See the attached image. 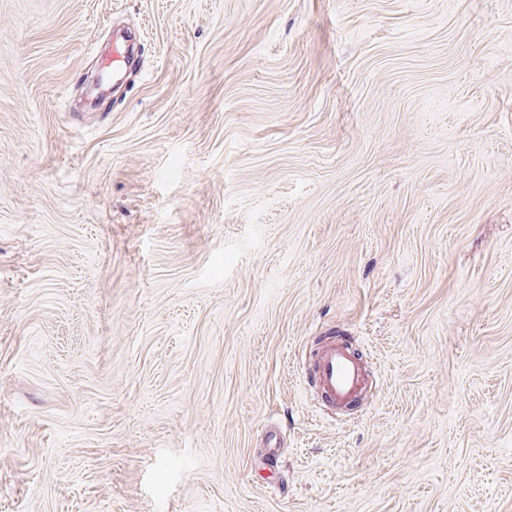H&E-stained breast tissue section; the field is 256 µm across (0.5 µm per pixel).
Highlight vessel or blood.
Segmentation results:
<instances>
[{
	"mask_svg": "<svg viewBox=\"0 0 512 512\" xmlns=\"http://www.w3.org/2000/svg\"><path fill=\"white\" fill-rule=\"evenodd\" d=\"M312 372L327 407L344 411L364 391L368 378L359 353L344 338L323 337L311 353Z\"/></svg>",
	"mask_w": 512,
	"mask_h": 512,
	"instance_id": "obj_1",
	"label": "vessel or blood"
}]
</instances>
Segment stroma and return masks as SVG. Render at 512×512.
Masks as SVG:
<instances>
[{
	"mask_svg": "<svg viewBox=\"0 0 512 512\" xmlns=\"http://www.w3.org/2000/svg\"><path fill=\"white\" fill-rule=\"evenodd\" d=\"M0 512H512V0H0ZM312 372L327 407L350 409L364 391L368 378L364 362L340 336H324L311 352Z\"/></svg>",
	"mask_w": 512,
	"mask_h": 512,
	"instance_id": "1",
	"label": "stroma"
}]
</instances>
